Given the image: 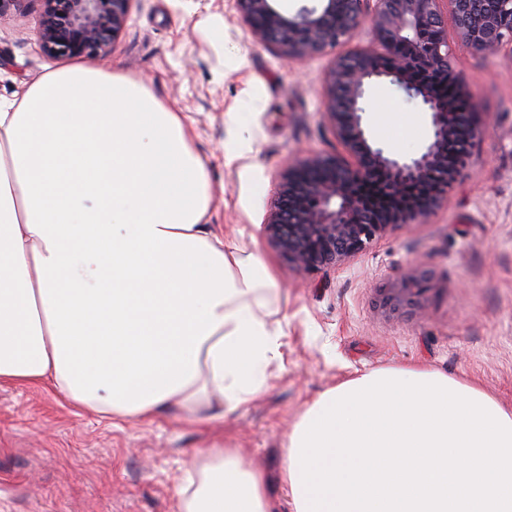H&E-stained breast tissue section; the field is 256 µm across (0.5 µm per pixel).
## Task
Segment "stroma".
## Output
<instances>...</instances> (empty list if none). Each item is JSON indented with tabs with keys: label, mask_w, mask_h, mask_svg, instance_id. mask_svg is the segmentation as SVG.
<instances>
[{
	"label": "stroma",
	"mask_w": 512,
	"mask_h": 512,
	"mask_svg": "<svg viewBox=\"0 0 512 512\" xmlns=\"http://www.w3.org/2000/svg\"><path fill=\"white\" fill-rule=\"evenodd\" d=\"M38 8L0 15V97L57 67L39 49ZM326 54L285 62L259 44L234 0H134L127 27L96 63L141 81L182 112L214 189L209 223L254 243L278 286L280 360L264 392L191 421L171 406L145 421L106 419L44 386L0 387V512H178L187 468L236 448L261 469L280 512L284 438L304 408L341 381L381 367H419L472 383L512 407V63L456 47L481 138L446 201L364 251L293 271L264 224L286 163L342 146L324 119ZM371 141L418 153L431 135L419 101L383 80L365 97ZM246 153L232 161L228 151ZM429 278L417 307L386 308L409 270Z\"/></svg>",
	"instance_id": "35a3bbf8"
}]
</instances>
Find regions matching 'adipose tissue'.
I'll return each mask as SVG.
<instances>
[{"label":"adipose tissue","instance_id":"1","mask_svg":"<svg viewBox=\"0 0 512 512\" xmlns=\"http://www.w3.org/2000/svg\"><path fill=\"white\" fill-rule=\"evenodd\" d=\"M212 201L182 113L127 76L76 64L0 99V385L133 421L259 395L277 282ZM283 446L294 512H512V409L439 372L347 379ZM178 494L179 512H279L232 448Z\"/></svg>","mask_w":512,"mask_h":512}]
</instances>
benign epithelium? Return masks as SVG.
I'll list each match as a JSON object with an SVG mask.
<instances>
[{
	"instance_id": "1",
	"label": "benign epithelium",
	"mask_w": 512,
	"mask_h": 512,
	"mask_svg": "<svg viewBox=\"0 0 512 512\" xmlns=\"http://www.w3.org/2000/svg\"><path fill=\"white\" fill-rule=\"evenodd\" d=\"M38 42L54 59L108 54L132 0H38ZM274 0H235L252 35L287 60L323 54L368 25L369 43L335 57L324 80V114L342 155L314 153L283 168L264 225L289 266L308 273L365 250L397 224H418L465 173L481 129L457 43L512 60V0H318L288 15ZM385 78L430 114L432 135L409 157L373 147L363 127L369 84Z\"/></svg>"
}]
</instances>
